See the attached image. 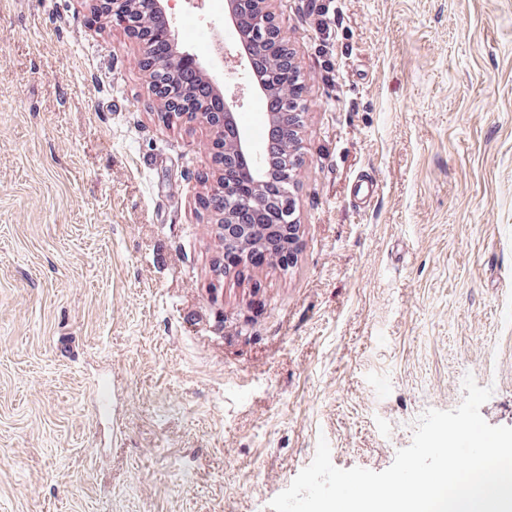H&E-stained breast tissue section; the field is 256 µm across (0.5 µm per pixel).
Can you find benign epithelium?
<instances>
[{"instance_id": "obj_1", "label": "benign epithelium", "mask_w": 512, "mask_h": 512, "mask_svg": "<svg viewBox=\"0 0 512 512\" xmlns=\"http://www.w3.org/2000/svg\"><path fill=\"white\" fill-rule=\"evenodd\" d=\"M95 9L109 14L143 48V68L148 75L152 95L166 109V115L181 120H204L211 131L210 150L214 164L221 171L246 168L254 163L253 146L245 128L237 121L239 99L223 92V78L212 73L203 61H195L179 47L171 26L154 31L143 15L131 7L134 0H94ZM271 0H227L228 16L243 47L240 63L248 75L264 74L253 89L271 98L276 109L269 114V134L273 143L288 142V151L272 156L257 170L250 202L264 215L262 224H241L231 214L216 210L215 226L224 241V255L233 264L218 266L223 276L243 266H258L263 248L258 243L293 245L298 237L296 204L292 194L279 192L281 180L292 179L301 163L295 128L300 123L299 100L302 82L284 84V70L297 71L294 55L282 37ZM199 78L209 85L207 99L196 97L193 82Z\"/></svg>"}]
</instances>
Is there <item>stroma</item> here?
<instances>
[{"instance_id":"35a3bbf8","label":"stroma","mask_w":512,"mask_h":512,"mask_svg":"<svg viewBox=\"0 0 512 512\" xmlns=\"http://www.w3.org/2000/svg\"><path fill=\"white\" fill-rule=\"evenodd\" d=\"M271 9L299 239L220 277L203 122L91 0H0V512H273L319 438L385 470L468 373L512 426V0Z\"/></svg>"}]
</instances>
